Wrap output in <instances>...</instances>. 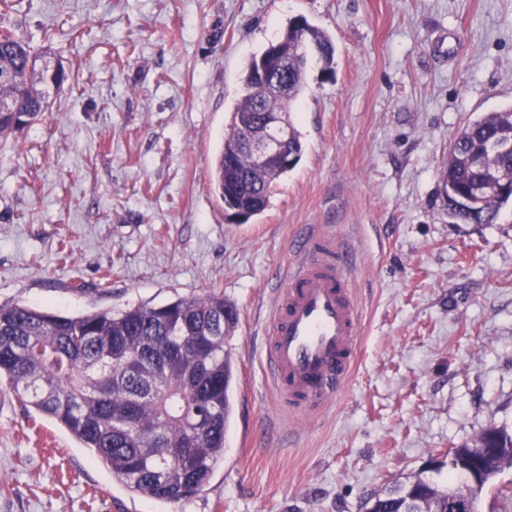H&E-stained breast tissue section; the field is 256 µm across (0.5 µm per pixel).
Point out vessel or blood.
<instances>
[{"instance_id": "1", "label": "vessel or blood", "mask_w": 512, "mask_h": 512, "mask_svg": "<svg viewBox=\"0 0 512 512\" xmlns=\"http://www.w3.org/2000/svg\"><path fill=\"white\" fill-rule=\"evenodd\" d=\"M294 267L266 330L264 359L282 405L309 414L338 395L359 350L351 251L328 232L293 240Z\"/></svg>"}]
</instances>
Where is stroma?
Returning a JSON list of instances; mask_svg holds the SVG:
<instances>
[{"label": "stroma", "mask_w": 512, "mask_h": 512, "mask_svg": "<svg viewBox=\"0 0 512 512\" xmlns=\"http://www.w3.org/2000/svg\"><path fill=\"white\" fill-rule=\"evenodd\" d=\"M0 25L69 79L0 138V305L75 315L223 294L238 311L224 458L179 502L130 494L0 394V512H364L429 455L512 430V206L448 211L464 125L512 107V0H12ZM305 17L332 38L291 119L299 164L264 212L211 184L240 77ZM302 228L356 254L360 350L339 398L277 402L265 329Z\"/></svg>", "instance_id": "35a3bbf8"}]
</instances>
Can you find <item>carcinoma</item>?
I'll return each instance as SVG.
<instances>
[{
	"label": "carcinoma",
	"instance_id": "cac0c4a2",
	"mask_svg": "<svg viewBox=\"0 0 512 512\" xmlns=\"http://www.w3.org/2000/svg\"><path fill=\"white\" fill-rule=\"evenodd\" d=\"M279 43L294 57L288 92L264 107L288 125L289 153L298 162L303 144L291 112L304 90L308 62L299 48L315 50L330 74L335 46L305 18L293 20ZM259 58L245 71L244 94L212 168L220 198L253 217L268 207L274 183L293 170L259 167L242 147L238 119L249 116L252 130L261 129L252 93ZM51 87L27 42L7 27L0 30V135L38 119ZM505 131L512 132V108L485 115L453 139L445 186L460 194L480 191L475 206L455 213L466 224H496L512 202L511 192L495 193L500 179L512 177V151L487 148ZM237 322L236 307L222 293L79 315L0 306V385L64 428L130 493L180 501L202 490L224 457L234 377L224 340ZM498 442L501 452L490 468L501 473L512 468V432L501 428ZM462 482L453 468L444 478L420 471L368 500L366 512H448V492Z\"/></svg>",
	"mask_w": 512,
	"mask_h": 512
}]
</instances>
